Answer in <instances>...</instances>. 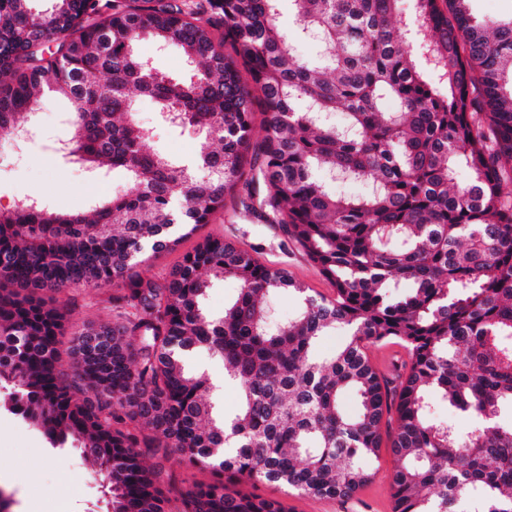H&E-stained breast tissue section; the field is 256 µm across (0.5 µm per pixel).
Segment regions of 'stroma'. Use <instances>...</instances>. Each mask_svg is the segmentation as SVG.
Here are the masks:
<instances>
[{"label":"stroma","instance_id":"35a3bbf8","mask_svg":"<svg viewBox=\"0 0 512 512\" xmlns=\"http://www.w3.org/2000/svg\"><path fill=\"white\" fill-rule=\"evenodd\" d=\"M137 121L153 136L147 151L161 153L174 161L196 157L205 141L191 130L175 129L165 123L154 100L133 95ZM64 100L50 98L38 105V130L17 159L0 158V208L10 209L20 197L43 193L52 207L67 212L91 213L100 198L125 185L122 172L104 165L90 169L58 150L59 142L70 137ZM244 187L226 195L224 207L208 224L182 239L173 249L145 252L144 268L150 275L166 276L182 255L206 238L220 237L249 251L262 263L287 270L312 294L329 296L333 288L318 267L287 236L279 225L266 223L245 207ZM110 293L92 288H68L57 294V305L75 328L115 322L118 312L109 301ZM192 371L205 374L209 387L204 394L216 414L233 415L239 405L238 383L225 380L224 363L210 351L199 349L188 360ZM163 463L165 487L171 512H180V494L192 483L210 481L207 470L187 466L179 453H169ZM399 467L389 452H382L375 464L372 482L354 497L339 500L293 494L277 484H243V492L283 501L289 512H393L391 484ZM0 475L9 479L12 512H26L33 502L35 512H106L98 475L74 448L51 447L43 431L22 416L0 409Z\"/></svg>","mask_w":512,"mask_h":512}]
</instances>
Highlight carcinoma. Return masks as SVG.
<instances>
[{
	"instance_id": "1",
	"label": "carcinoma",
	"mask_w": 512,
	"mask_h": 512,
	"mask_svg": "<svg viewBox=\"0 0 512 512\" xmlns=\"http://www.w3.org/2000/svg\"><path fill=\"white\" fill-rule=\"evenodd\" d=\"M286 1L296 35L318 44L313 62L280 25ZM30 2L0 0V132L65 96L68 155L129 181L91 218L32 200L0 211V406L54 448L77 443L107 512H165L145 450L210 471L182 492L183 512H288L230 485L350 499L384 444L401 462L394 512H512V422L499 421L512 409V19L479 20L470 0H207L218 24L178 0H54L48 13ZM144 38L179 48L189 77L142 59ZM132 89L210 141L196 166L144 149ZM338 174L371 185L340 196L326 187ZM240 183L333 295L222 238L163 279L139 270L145 249L176 245L175 224L208 223ZM207 275L238 283L221 316L203 311ZM70 287L115 289L124 319L75 332L65 369V316L45 296ZM279 291L301 310L273 325L266 297ZM337 331L340 344L317 355ZM385 343L408 353L391 376L367 355ZM199 347L240 383L230 418L213 415L208 379L176 355ZM437 400L471 429L433 420Z\"/></svg>"
}]
</instances>
